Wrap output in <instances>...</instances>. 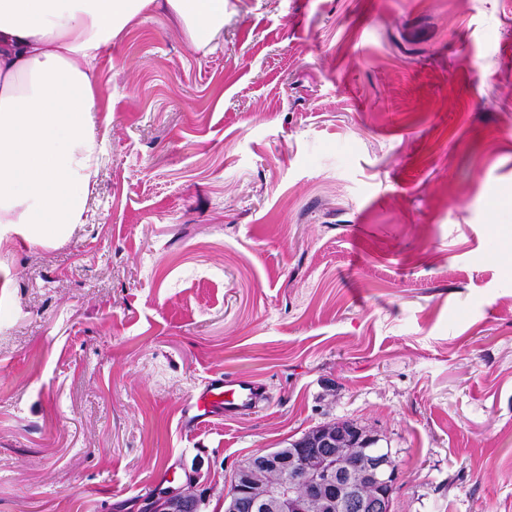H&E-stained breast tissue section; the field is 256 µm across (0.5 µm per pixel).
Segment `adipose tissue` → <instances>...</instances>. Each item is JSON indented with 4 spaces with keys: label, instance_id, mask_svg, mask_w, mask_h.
I'll list each match as a JSON object with an SVG mask.
<instances>
[{
    "label": "adipose tissue",
    "instance_id": "1",
    "mask_svg": "<svg viewBox=\"0 0 512 512\" xmlns=\"http://www.w3.org/2000/svg\"><path fill=\"white\" fill-rule=\"evenodd\" d=\"M224 2L0 0V235L42 241L84 223L102 152V51L156 8L214 51Z\"/></svg>",
    "mask_w": 512,
    "mask_h": 512
}]
</instances>
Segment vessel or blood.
<instances>
[{"instance_id": "1", "label": "vessel or blood", "mask_w": 512, "mask_h": 512, "mask_svg": "<svg viewBox=\"0 0 512 512\" xmlns=\"http://www.w3.org/2000/svg\"><path fill=\"white\" fill-rule=\"evenodd\" d=\"M264 398V389L251 380L228 376L213 378L196 399L184 425L192 430L220 413L228 418L236 417L256 409Z\"/></svg>"}]
</instances>
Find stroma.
<instances>
[{"label": "stroma", "instance_id": "35a3bbf8", "mask_svg": "<svg viewBox=\"0 0 512 512\" xmlns=\"http://www.w3.org/2000/svg\"><path fill=\"white\" fill-rule=\"evenodd\" d=\"M84 223L0 241V512H219L349 421L393 512H512V0H226L97 64ZM268 400L180 427L207 379Z\"/></svg>", "mask_w": 512, "mask_h": 512}]
</instances>
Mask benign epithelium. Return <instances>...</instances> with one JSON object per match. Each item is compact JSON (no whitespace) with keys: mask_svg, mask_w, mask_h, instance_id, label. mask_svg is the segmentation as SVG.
I'll list each match as a JSON object with an SVG mask.
<instances>
[{"mask_svg":"<svg viewBox=\"0 0 512 512\" xmlns=\"http://www.w3.org/2000/svg\"><path fill=\"white\" fill-rule=\"evenodd\" d=\"M355 443L370 444L357 427L326 430L308 440L312 452L298 472L283 471L275 452L259 454L240 469L225 512H391L397 468L389 451L367 448L360 462H350Z\"/></svg>","mask_w":512,"mask_h":512,"instance_id":"7a95c632","label":"benign epithelium"}]
</instances>
